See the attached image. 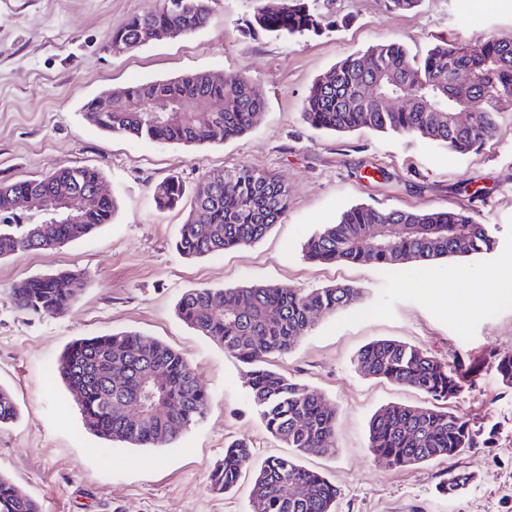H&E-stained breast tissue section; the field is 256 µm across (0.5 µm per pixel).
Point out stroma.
<instances>
[{"instance_id": "obj_1", "label": "stroma", "mask_w": 512, "mask_h": 512, "mask_svg": "<svg viewBox=\"0 0 512 512\" xmlns=\"http://www.w3.org/2000/svg\"><path fill=\"white\" fill-rule=\"evenodd\" d=\"M158 2L0 0V183L88 166L102 172L117 201L112 223L86 237L0 259V386L19 409L17 421L0 427V474L41 512H249L251 471L230 492L211 487L225 447L245 441L259 460L289 449L262 423L242 364L182 321L176 304L195 288L268 283L309 291L342 283L360 288L361 301L321 316L271 359L336 409L334 448L301 460L336 485V512H512V387L494 360L512 351V293L465 316L442 296L449 277L480 289L488 267H512V108L501 112L497 136L466 154L369 129L317 130L302 115L315 80L380 42L399 41L418 56L439 39H512V0H421L406 13L389 10L387 0H319L332 26L298 39L246 34L252 0H212L200 30L105 51L111 30ZM193 71L247 74L266 101L256 126L223 143L184 146L114 135L84 118L87 100ZM241 163L288 186L286 213L256 243L181 257L173 242L190 203L158 209L154 186L176 176L191 190ZM359 204L466 208L493 230L498 247L402 269L305 259L306 240ZM60 270L86 282L64 314L32 316L9 298L13 285ZM126 330L183 354L211 395L206 417L169 447L118 448L95 436L65 384L50 378L72 341ZM378 339L419 346L465 377L450 406L469 420L479 446L453 465L472 477L454 498L438 492L447 461L396 469L368 449L378 409L431 403L357 370V352Z\"/></svg>"}]
</instances>
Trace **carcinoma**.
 <instances>
[{
	"label": "carcinoma",
	"mask_w": 512,
	"mask_h": 512,
	"mask_svg": "<svg viewBox=\"0 0 512 512\" xmlns=\"http://www.w3.org/2000/svg\"><path fill=\"white\" fill-rule=\"evenodd\" d=\"M209 2L161 0L111 35L138 47L143 33L152 27L180 23L185 32H193L207 24ZM255 2L250 32L304 36L319 32L327 21L316 8L317 0H282L273 7L268 0ZM368 56L374 58V73L364 68ZM458 70L471 72L474 80L451 85ZM376 73L382 76L376 94L354 98L353 91L374 83ZM334 75L333 85L318 80L305 98L303 117L311 126L338 133L366 128L421 137L465 154L496 136L499 112L512 106V40L489 36L479 42L477 51L469 43L439 41L418 59L410 57L403 44L387 41L345 57L334 67ZM395 91L407 99L398 111L383 102ZM198 96L210 98L215 106L209 121L186 108L187 101ZM264 108V99L246 75L228 74L216 84L207 73L196 72L125 87L115 94L112 111H89L87 118L114 135L204 145L250 131ZM455 108L470 110V125L448 122V112ZM102 181L97 169L63 166L39 179L1 183L0 258L55 249L112 223L116 211L112 196L84 207L76 224L26 223L28 195L60 197L77 208ZM185 195L182 181L170 177L155 187L154 201L158 206L163 200L179 204ZM288 203V187L249 166L233 167L218 182L208 176L194 191L176 249L187 258H198L250 245L272 229ZM496 246L489 228L462 208L411 211L359 205L309 238L303 252L317 263L400 267L489 254ZM82 286L80 275L59 271L16 284L9 297L25 313L56 315L70 306ZM361 295L349 284L302 292L252 283L191 289L180 297L181 319L244 366L266 429L295 449L291 457L269 456L257 467L246 443L234 442L224 449L212 485L227 492L244 470L254 468L250 512H335L336 486L303 467L299 458L334 447L336 410L317 391L271 369L269 358L287 353L320 316L355 305ZM355 365L366 376L415 389L436 401L432 407L392 405L377 411L368 427L370 451L395 467L444 459L448 480L439 486L440 493L452 497L463 489L470 476L455 470V460L478 446L477 435L468 419L444 407L461 391L462 374L416 345L391 339L362 347ZM496 370L503 384L512 387L511 351L497 355ZM51 374L67 385L86 429L123 445L168 447L203 419L211 405L194 368L180 352L135 331L71 342ZM167 400L176 409L152 413L156 404ZM17 415L12 394L1 386L0 425ZM0 512H40V505L0 475Z\"/></svg>",
	"instance_id": "carcinoma-1"
}]
</instances>
